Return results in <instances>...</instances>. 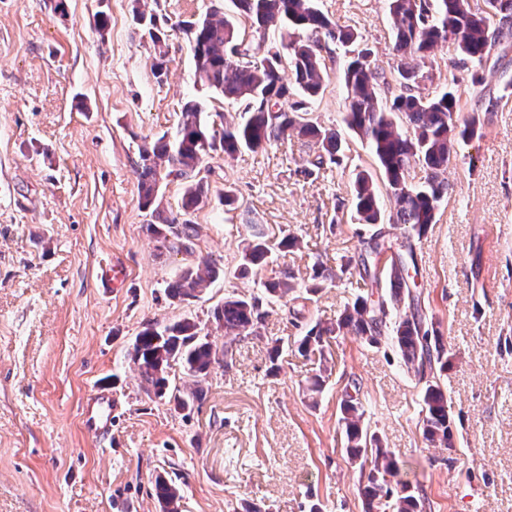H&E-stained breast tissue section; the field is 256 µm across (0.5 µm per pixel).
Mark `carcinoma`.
Wrapping results in <instances>:
<instances>
[{
  "instance_id": "carcinoma-1",
  "label": "carcinoma",
  "mask_w": 512,
  "mask_h": 512,
  "mask_svg": "<svg viewBox=\"0 0 512 512\" xmlns=\"http://www.w3.org/2000/svg\"><path fill=\"white\" fill-rule=\"evenodd\" d=\"M234 11L227 14L213 8L205 14L183 20L193 52L196 80L225 102L238 108L232 120L217 131L205 118L203 105L187 102L175 133L144 141L139 147L141 169L140 200L153 209L155 222L146 232L169 253H185L190 262L168 282L164 294L171 303H191L217 280L223 270L198 250L199 225L191 216L202 209L210 195L205 157L218 152L226 157L248 150L257 152L288 138L307 139L316 145L310 176L326 164L340 166L344 147L339 131L309 117V99L318 95L328 77L327 63H336L333 47L356 41L357 36L332 21L319 7L318 0H231ZM485 7L473 0H388L395 41L393 52L401 58L425 61L435 50L450 42L458 53L457 65H480L491 50L512 35V0H484ZM499 18L498 26L491 19ZM134 18L143 35L154 45L161 43L158 18L135 8ZM280 34L279 53L254 55L265 50L269 32ZM290 69L294 83L283 79ZM429 73L417 66L397 67L393 78L372 59V52L361 50L342 64V80L347 106L343 125L365 142L377 164L392 207L385 211L373 175L362 170L355 175L353 204L359 223L372 228L357 258L343 256L339 266L344 273L353 267L369 273L368 257L391 253L384 280L389 282L391 301L358 296L329 322L315 323L298 345L302 356L314 355L323 368L308 386L310 395L322 392L332 374L326 349L330 341L352 332L366 344L377 346L388 337L406 369L423 383L422 433L430 444L454 452L458 438L453 430L452 399L437 381L435 371L448 370L456 352L448 348L435 322L420 313L419 297L408 286L409 270L417 268L413 241L421 238L436 222L440 206L448 200L449 185L444 177L448 163L460 144L483 136L500 97H483L464 120L457 119L456 84L424 94L422 83ZM419 164L423 181L408 182L410 162ZM184 186L181 210L161 207L163 184ZM402 227L404 241L396 251L388 241L386 227ZM299 245L292 235L272 240L262 231L245 239L235 273L240 276L265 264L274 250L286 252ZM332 277L321 264L313 268V283L303 285L314 293ZM298 285L293 276H281L262 283L263 295L231 294L217 305L212 322L224 330V346L217 348L197 323L182 318L162 327L147 323L136 336L129 359L136 367L140 387L147 394L162 398L170 395L179 409L203 401V382L216 364H232L233 344L257 333L266 311L264 303L288 302ZM179 365L194 378L190 387L169 388L170 372ZM365 409L359 388L345 391L340 403V421L345 429L348 457L359 463L365 479L363 495L366 512H425L424 498L408 485L397 489L390 477L397 471L395 453L384 446L364 423ZM154 491L162 512H181L182 488L172 480L156 477Z\"/></svg>"
}]
</instances>
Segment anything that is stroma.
<instances>
[{
  "instance_id": "stroma-1",
  "label": "stroma",
  "mask_w": 512,
  "mask_h": 512,
  "mask_svg": "<svg viewBox=\"0 0 512 512\" xmlns=\"http://www.w3.org/2000/svg\"><path fill=\"white\" fill-rule=\"evenodd\" d=\"M353 29L377 65L396 69L386 0H319ZM229 0H142L161 19L166 77L152 73L153 44L133 22L132 0H0V512H159L154 480L183 488L181 512H364L363 480L345 451L339 401L356 382L365 423L394 451L400 479L416 486L427 512H512V95L502 97L481 139L448 166L453 188L435 224L416 242L415 293L459 358L439 375L453 399L455 452L422 434L421 388L397 350L348 334L332 340L333 374L317 406L304 389L317 358L298 340L335 319L358 295L389 296L358 274L324 283L299 319L268 306L257 336L233 345L230 368L215 367L191 412L148 396L126 355L145 323L196 321L211 341V311L224 295L255 294L288 271L309 278L314 263L336 267L357 255L367 226L352 210L353 172L372 169L368 150L348 137L344 166L307 176L315 149L291 138L266 151L210 158L211 200L193 214L199 246L219 267L191 304L170 303L166 284L182 256L156 247L139 197L138 147L174 133L184 103L230 112L197 83L181 20ZM453 44L425 66L426 90L457 81L460 117L483 92L512 83V50L489 55L473 88L453 68ZM345 89L339 69L311 105L314 119L339 126ZM232 186L238 204L222 194ZM296 236L247 277L235 272L251 224ZM126 273L110 287L113 265ZM283 347L271 372L268 345ZM111 393V430L89 433L86 398Z\"/></svg>"
}]
</instances>
